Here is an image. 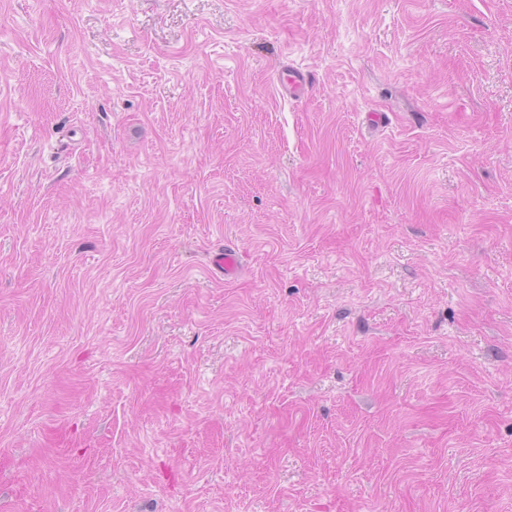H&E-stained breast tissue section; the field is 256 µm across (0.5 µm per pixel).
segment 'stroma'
Instances as JSON below:
<instances>
[{
	"mask_svg": "<svg viewBox=\"0 0 512 512\" xmlns=\"http://www.w3.org/2000/svg\"><path fill=\"white\" fill-rule=\"evenodd\" d=\"M0 456V512H512V0H0ZM308 74L302 70L289 66L286 74L280 79V89L290 97L298 96L307 86ZM210 267L226 279L235 278L241 269L238 249L230 243L224 244V248L216 249L211 255Z\"/></svg>",
	"mask_w": 512,
	"mask_h": 512,
	"instance_id": "stroma-1",
	"label": "stroma"
}]
</instances>
